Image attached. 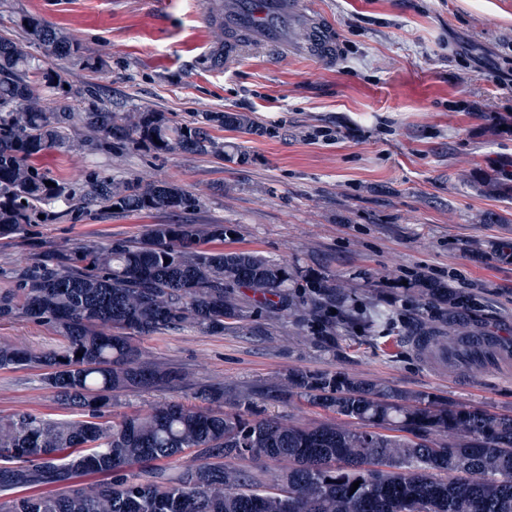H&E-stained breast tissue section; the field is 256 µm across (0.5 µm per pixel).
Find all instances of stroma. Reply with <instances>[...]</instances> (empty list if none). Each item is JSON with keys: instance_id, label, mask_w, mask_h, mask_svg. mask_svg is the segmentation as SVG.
Masks as SVG:
<instances>
[{"instance_id": "35a3bbf8", "label": "stroma", "mask_w": 512, "mask_h": 512, "mask_svg": "<svg viewBox=\"0 0 512 512\" xmlns=\"http://www.w3.org/2000/svg\"><path fill=\"white\" fill-rule=\"evenodd\" d=\"M325 15L341 44L328 67L288 52L268 59L245 49L212 69L214 35L204 0H0V26L27 11L62 27L107 63L97 82L113 102L170 113L245 112L252 133L224 129L244 155L235 163L189 153L157 155L128 146L90 157L45 156L59 176L91 165L115 176L168 179L192 191L191 214L108 216L33 225L25 243L0 247V267H20L66 243L140 235L150 224L224 222L232 248L284 259L294 284L308 273L343 281L356 303L392 306L385 336L337 325L309 340L271 314L262 335L176 331L143 338L158 361L191 376L190 386L130 392L113 410L135 413L210 386L258 394L264 415L306 424L322 409L282 405L273 384L289 369L331 370L423 391L457 405L512 413V261L495 245L512 240V0H304ZM423 277L469 297L472 333L502 355L483 368L479 352L456 362L415 352L406 334L425 318L414 288ZM57 348L50 329L0 321V343ZM36 411L60 417L38 370L0 369V416Z\"/></svg>"}]
</instances>
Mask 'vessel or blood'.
<instances>
[{
  "label": "vessel or blood",
  "instance_id": "obj_1",
  "mask_svg": "<svg viewBox=\"0 0 512 512\" xmlns=\"http://www.w3.org/2000/svg\"><path fill=\"white\" fill-rule=\"evenodd\" d=\"M304 32L300 55L332 65L340 55L331 25L305 9L302 0H224V60L232 62L247 46L279 55L292 45V29Z\"/></svg>",
  "mask_w": 512,
  "mask_h": 512
}]
</instances>
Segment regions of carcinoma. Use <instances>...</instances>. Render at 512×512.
Masks as SVG:
<instances>
[{"instance_id": "1", "label": "carcinoma", "mask_w": 512, "mask_h": 512, "mask_svg": "<svg viewBox=\"0 0 512 512\" xmlns=\"http://www.w3.org/2000/svg\"><path fill=\"white\" fill-rule=\"evenodd\" d=\"M207 23L216 38L208 61L222 68L224 23L211 15ZM53 58H77L93 74L104 67L38 15L23 12L0 29V243L25 238L42 219L64 223L90 208L200 207L168 180L114 177L92 166L69 181L37 165L50 152L110 153L114 144H132L231 162L239 153L214 131L254 130L241 112H198L188 122L114 107L92 78L73 88ZM236 232L222 222L151 224L133 238L63 245L17 277L0 270V320L24 317L64 339L57 350L0 343V369L41 370L66 412L0 417V512H512V414L342 372L290 370L282 380L281 402L297 398L331 414L315 425L263 416L250 395L226 411L222 387L204 390L203 406L164 402L112 417L121 395L188 379L152 360L141 338L247 330L237 288L253 291L254 309L284 321L298 316L314 336L336 335L335 308L376 336L397 320L378 304L350 308L332 277L310 276L291 292L288 264L209 247ZM421 286L432 298L430 318L415 325L423 350L455 347L468 335L459 321L467 304L445 285L424 279ZM187 451L188 461L170 465ZM241 459L279 468L269 479L234 464Z\"/></svg>"}]
</instances>
